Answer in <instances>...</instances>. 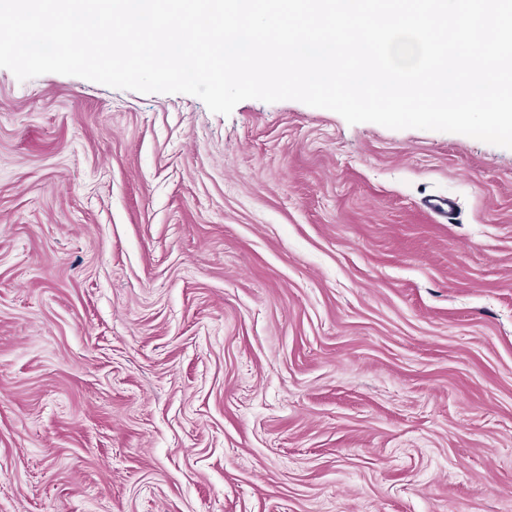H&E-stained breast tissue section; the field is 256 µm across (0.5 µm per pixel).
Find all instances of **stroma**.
Listing matches in <instances>:
<instances>
[{"label": "stroma", "mask_w": 512, "mask_h": 512, "mask_svg": "<svg viewBox=\"0 0 512 512\" xmlns=\"http://www.w3.org/2000/svg\"><path fill=\"white\" fill-rule=\"evenodd\" d=\"M0 512H512V149L0 68Z\"/></svg>", "instance_id": "stroma-1"}]
</instances>
